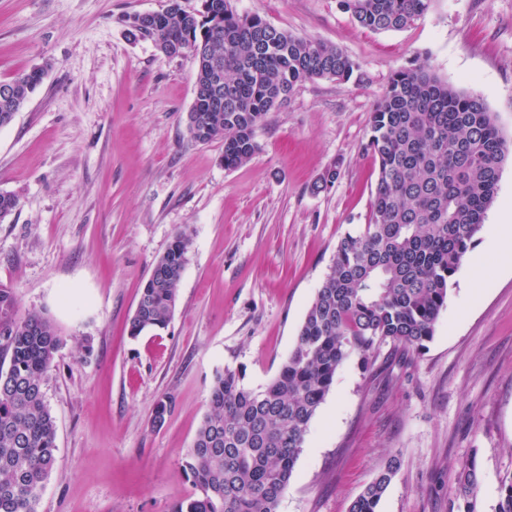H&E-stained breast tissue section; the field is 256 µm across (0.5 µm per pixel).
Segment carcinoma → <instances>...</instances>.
Listing matches in <instances>:
<instances>
[{
	"label": "carcinoma",
	"instance_id": "obj_1",
	"mask_svg": "<svg viewBox=\"0 0 512 512\" xmlns=\"http://www.w3.org/2000/svg\"><path fill=\"white\" fill-rule=\"evenodd\" d=\"M211 14H189L168 0L158 21L128 31L157 49L185 42L224 60V109L192 110L188 139L224 142V167L236 168L258 149L256 129L267 112L288 102L297 86L344 81L358 65L334 45L241 15L230 0H210ZM372 31L403 29L433 0H338ZM43 70L17 73L22 97ZM366 149L378 162L368 224L337 243L332 262L278 374L250 388L239 369L216 373L209 409L188 449L184 470L195 495L173 512H278L306 435L337 370L352 356L368 365L381 347L419 352L433 339L448 301V282L473 247L497 196L508 143L494 113L425 66L396 71L370 118ZM19 199L0 192V222ZM181 231L153 264L130 321V335L168 327L187 263ZM62 344L41 313L20 316L11 288L0 286V512H36L54 469L56 424L42 391ZM399 468L390 459L353 500L349 512H378ZM481 477L475 458L457 474L463 512H474ZM494 512H512V477L503 481Z\"/></svg>",
	"mask_w": 512,
	"mask_h": 512
}]
</instances>
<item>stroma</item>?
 <instances>
[{"label":"stroma","instance_id":"35a3bbf8","mask_svg":"<svg viewBox=\"0 0 512 512\" xmlns=\"http://www.w3.org/2000/svg\"><path fill=\"white\" fill-rule=\"evenodd\" d=\"M277 28L335 45L359 65L268 112L259 148L224 167V145L188 140L195 63L127 37L167 0H0V79L44 68L0 128V284L19 314L44 312L63 344L43 382L57 426L37 512H171L195 489L182 462L215 375L268 383L293 349L338 240L367 223L377 164L370 116L394 72L425 65L482 99L512 142V0H433L405 29H364L338 0H231ZM335 170L336 181L313 183ZM191 245L174 316L133 338L154 261ZM448 284L426 347L347 360L314 417L278 512H349L390 456L378 512H458L475 457L476 512L512 476V269L485 233ZM172 397L162 426L156 403ZM480 482L481 477L475 457L462 462L457 474L459 498L464 503V510L461 512H475L473 509V499L479 493Z\"/></svg>","mask_w":512,"mask_h":512}]
</instances>
